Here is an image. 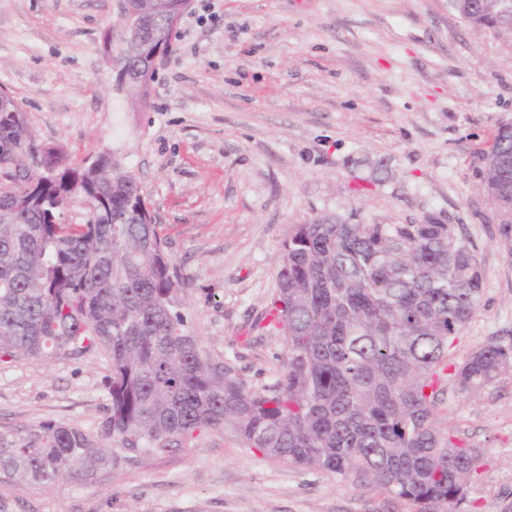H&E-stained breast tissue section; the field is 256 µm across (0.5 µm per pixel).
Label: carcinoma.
Instances as JSON below:
<instances>
[{"label":"carcinoma","mask_w":512,"mask_h":512,"mask_svg":"<svg viewBox=\"0 0 512 512\" xmlns=\"http://www.w3.org/2000/svg\"><path fill=\"white\" fill-rule=\"evenodd\" d=\"M181 2L167 0L142 37L153 41L160 29L170 46ZM451 7L512 34V11L492 16L481 0ZM112 53L132 73L150 65V51L134 45L116 42ZM31 141L4 94L0 171L12 186L0 189V364L103 352L110 404L95 434L54 420L1 430L0 484L114 477L227 429L273 461L364 481L414 512H460L479 452L440 422L448 381L486 385L512 363V344H483L461 362L451 356L484 280L453 225L351 224L334 214L290 225L267 310L286 359L274 381L252 389L189 326L168 238L134 172L108 153L84 164L48 144L38 174ZM509 152L505 124L481 177L512 255V181L503 184L493 165ZM69 199L85 207L79 222L67 217Z\"/></svg>","instance_id":"carcinoma-1"}]
</instances>
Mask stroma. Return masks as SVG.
Here are the masks:
<instances>
[{
	"label": "stroma",
	"mask_w": 512,
	"mask_h": 512,
	"mask_svg": "<svg viewBox=\"0 0 512 512\" xmlns=\"http://www.w3.org/2000/svg\"><path fill=\"white\" fill-rule=\"evenodd\" d=\"M119 0H0V89L39 142L73 161L114 154L141 181L185 283L203 349L247 386L286 355L264 330L293 224H451L484 271L455 359L512 341V256L481 186L483 153L512 122V36L448 0H190L143 105L103 49ZM104 354L0 365V428L99 427ZM443 421L481 452L461 512H512V366L449 388ZM0 512H411L244 448L228 432L113 479L0 487Z\"/></svg>",
	"instance_id": "35a3bbf8"
}]
</instances>
